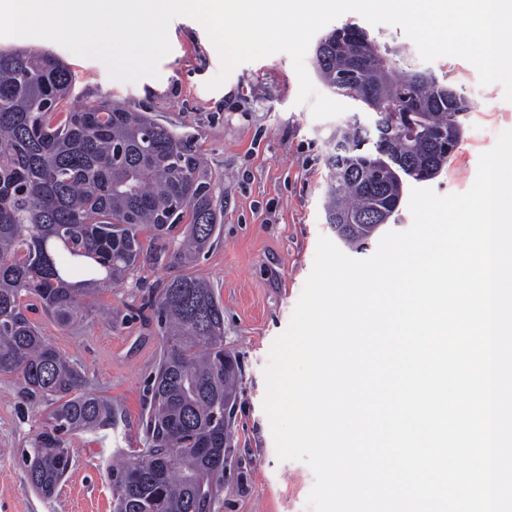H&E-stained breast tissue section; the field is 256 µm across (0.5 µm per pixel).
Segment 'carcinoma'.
<instances>
[{"label": "carcinoma", "mask_w": 512, "mask_h": 512, "mask_svg": "<svg viewBox=\"0 0 512 512\" xmlns=\"http://www.w3.org/2000/svg\"><path fill=\"white\" fill-rule=\"evenodd\" d=\"M316 47V69L336 94L366 104L384 121L394 97L417 91L423 105L391 131L395 159L381 186L365 185L380 160L367 131L340 134L350 162L336 174L328 158L329 220L343 239L361 246L397 211L404 173L438 176L453 153L436 150L432 135L448 129L460 143V116L469 101L442 92L433 77L399 73L387 48L359 85L341 84L350 58ZM76 75L52 51L0 49V374H16L26 393L46 405L48 425L20 453L30 485L51 496L71 466L65 435L112 426V404L90 392L81 370L42 336L28 313L59 322L85 315L80 297L94 294L140 267L147 246L177 226L184 240L170 261L191 265L214 243L220 209L217 180L189 142L145 112L100 99L67 106ZM149 234L148 242L142 235ZM164 336L146 413V447L110 471L112 512H210L224 482V399L234 396L238 366L224 367V310L202 279H172L155 300Z\"/></svg>", "instance_id": "obj_1"}]
</instances>
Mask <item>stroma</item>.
<instances>
[{"mask_svg": "<svg viewBox=\"0 0 512 512\" xmlns=\"http://www.w3.org/2000/svg\"><path fill=\"white\" fill-rule=\"evenodd\" d=\"M345 25L401 49V69L433 73L465 94L471 109L462 118L464 137L448 166L426 186L439 195L469 190L480 155L512 129V102L505 100L503 86L480 85L476 68L460 58L422 60L400 27L372 25L354 12L331 23L335 29ZM168 37L171 51L158 77L136 81L111 77L101 60L51 41L0 38L1 49L44 47L61 56L76 74L72 105L116 99L191 140L218 179L215 198L224 208L213 246L195 264L180 266L150 251L124 282L85 297L94 315L62 324L33 313L47 340L81 369L88 389L111 399L117 423L70 434V470L56 494L42 498L30 488L16 451L46 424L45 405L25 393L19 377L0 375V512H112L108 463L116 452L143 445L144 414L163 345L150 303L169 281L187 274L212 285L224 310V349L242 367L224 485L211 512H313L312 469L277 456L264 410V372L274 341L290 324L319 237L336 236L324 212L330 138L337 127L355 121L373 127L376 115L352 100L339 116L314 118L310 105L296 102L298 79L284 53L240 64L221 87L207 89L221 60L203 25L176 17Z\"/></svg>", "mask_w": 512, "mask_h": 512, "instance_id": "35a3bbf8", "label": "stroma"}]
</instances>
